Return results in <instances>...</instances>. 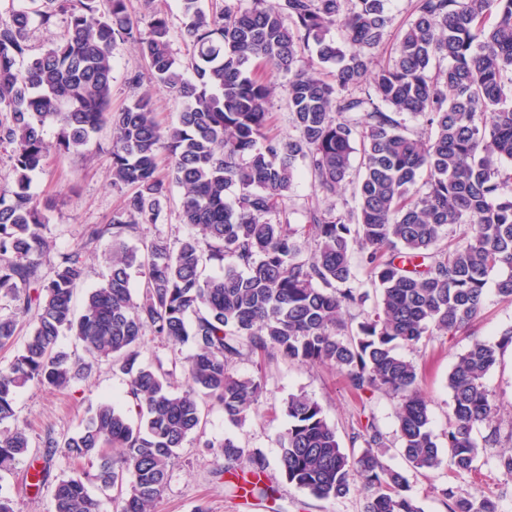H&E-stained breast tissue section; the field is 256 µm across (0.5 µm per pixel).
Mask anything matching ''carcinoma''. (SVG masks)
Listing matches in <instances>:
<instances>
[{
  "mask_svg": "<svg viewBox=\"0 0 512 512\" xmlns=\"http://www.w3.org/2000/svg\"><path fill=\"white\" fill-rule=\"evenodd\" d=\"M11 2L9 22H0V142L13 145L14 171L13 183L0 188V298L15 313L0 317V347L14 342L18 319L31 331L0 367V423L15 417L16 394L28 383L61 388L83 377L86 364L59 349L65 333L128 375V411L99 402L77 433L41 438L46 461L60 451L97 463L93 473L57 479L53 512H99L91 481L118 490L120 512H151L177 450L201 428L202 403L236 424L260 404L261 384L230 374L245 355L327 364L358 396L399 398L405 460L416 470H440L416 366L398 349L473 323L494 270L503 272L498 295L512 302V169L503 166L512 164V0H415L394 56L376 63L392 24L387 0H250L218 15L200 0H180L181 38L192 48L186 63L171 51L167 17L154 14L144 34L131 0ZM60 18L63 39L29 55L31 27ZM333 28L343 41L329 37ZM118 41L136 44L156 85L184 101L176 123L157 122L148 90L109 111ZM436 60L448 66L434 69ZM260 70L290 75L295 134H267L277 85ZM408 117L421 119L422 129L409 130ZM49 122L54 144L45 139ZM107 123L114 128L110 181L123 205L110 223L87 227L47 278L49 205L30 192L32 177L53 151L89 152ZM162 150L169 181L182 189V224L193 232L173 241L157 234L131 247L127 236L163 220ZM301 162L315 191L329 197L350 187L356 206L316 205L306 224L292 226L282 201ZM104 239L111 265L76 315L86 249ZM211 262L221 274H204ZM134 267L143 278L137 298ZM366 282L376 301L349 323L344 315L367 300ZM148 332L174 350L190 346L180 362L181 391H172L174 372L139 362ZM507 344L512 327L496 342L475 341L448 374L453 406L441 489L448 512H499L485 495L457 494L453 480L478 470L479 447L500 445L484 378ZM285 412L279 467L289 483L331 500L359 481L363 512H422L404 474L384 463L374 421L353 433L363 449L350 455L306 394L291 396ZM478 425L487 429L481 445ZM28 448L25 430H1L0 473L11 472ZM217 448L225 472L250 475L234 489L262 504L273 499L260 452L231 438Z\"/></svg>",
  "mask_w": 512,
  "mask_h": 512,
  "instance_id": "1",
  "label": "carcinoma"
}]
</instances>
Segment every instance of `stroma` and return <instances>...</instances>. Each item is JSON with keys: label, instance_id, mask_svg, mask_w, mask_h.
<instances>
[{"label": "stroma", "instance_id": "stroma-1", "mask_svg": "<svg viewBox=\"0 0 512 512\" xmlns=\"http://www.w3.org/2000/svg\"><path fill=\"white\" fill-rule=\"evenodd\" d=\"M164 13L170 27L172 52L187 60L190 49L180 36L182 14L179 0H153L150 7H137L140 29H147L151 10ZM146 64L133 44L117 42L113 50L112 110L131 103L143 91H151L157 117L162 124L175 122L182 109L179 100L165 91L152 88L145 74ZM143 75L141 85H133V75ZM112 127L104 125L94 136L92 158L74 154H51L42 172L31 183L32 193L54 203L49 211L47 237L50 251L43 274H50L60 254L77 243L85 228L108 223L121 203V195L112 188L107 171L111 164ZM512 327V302L496 293L495 282H488L485 309L475 322L472 333L448 338L437 336L422 340L401 353L417 367L419 384L429 402L431 429L442 437L452 414V393L448 375L460 354L474 339L497 341L501 333ZM60 345L73 358L87 362L90 368L83 379L64 389L29 384L21 388L15 400V422L24 427L33 446L12 473L0 478V488L11 497L14 512H50L52 489L27 486L25 474L32 457L41 455L38 443L48 433L57 438L74 434L83 423L91 406L100 399L120 400L126 390L127 377L113 368L111 362L89 358L73 336L61 337ZM237 377L252 378L264 387L262 403L251 409L243 424L228 422L223 410L215 405L202 408V430L191 435L179 450L167 486L154 505V512H193L198 504H206L209 512H266L255 500H244L223 474L224 459L214 446L224 438H232L248 448L263 451L267 459L265 481L277 491L281 512H362L364 490L352 486L350 492L335 500H319L289 484L280 471L278 436L288 426L282 407L288 397L300 392L316 400L327 421L336 429L342 448L352 451V436L361 423L374 419L387 439L383 460L402 471L409 480L410 495L422 512H448L441 489L446 482L443 472L420 474L409 466L401 454L396 435L397 398L377 393L366 399L357 398L337 370L322 364H305L275 356L245 357L230 369ZM501 427V448H486L480 454L478 470L463 474L454 482L461 495L483 493L493 498L500 512H512V476L496 466L498 452L512 450V345L500 350L496 364L485 377Z\"/></svg>", "mask_w": 512, "mask_h": 512}]
</instances>
